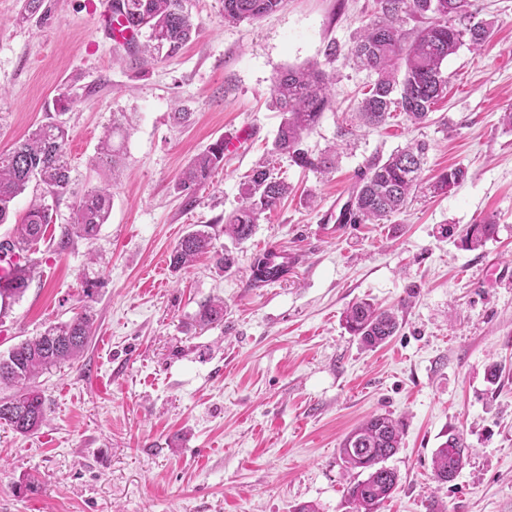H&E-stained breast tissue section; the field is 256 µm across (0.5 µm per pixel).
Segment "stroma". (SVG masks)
I'll return each instance as SVG.
<instances>
[{"mask_svg": "<svg viewBox=\"0 0 512 512\" xmlns=\"http://www.w3.org/2000/svg\"><path fill=\"white\" fill-rule=\"evenodd\" d=\"M103 0H45L48 14L20 20L22 0H0V152L54 112L63 91L79 97L62 119L71 181L66 193L28 186L0 241L12 239L31 201L51 208L46 236L27 257L32 279L0 315V352L69 320L94 316L75 362L41 375L45 420L20 436L0 425V512H350L339 460L344 437L374 414L402 422L387 461L399 486L380 512H512V0H477L494 20L488 48L461 46L444 64L448 93L427 124L397 113L348 134L370 78L346 56L376 0H287L254 22L230 24L220 0H184L198 31L182 51L142 65L115 48L93 10ZM342 56L331 106L304 138L317 154L340 152L335 172L294 165L274 149L281 114L270 105L277 74ZM187 109L190 120L172 114ZM124 123L121 179L96 169L113 117ZM243 137L209 183L188 195L179 173L217 139ZM427 141L424 179L461 165L468 177L444 194L421 189L380 224L313 234L348 200L367 159ZM291 191L235 244L224 217L259 162ZM110 185L112 212L96 237L59 251L87 190ZM494 217L495 236L461 247L469 225ZM198 224L234 266L212 255L184 274L169 255ZM451 234L441 237L440 226ZM298 254L280 281L257 286L254 258L267 248ZM96 283L93 301L84 288ZM223 300L224 322L195 329L201 303ZM395 309L402 326L374 350L342 325L354 302ZM503 368L486 379L490 363ZM469 457L438 483L432 458L448 430ZM37 480V491L27 484Z\"/></svg>", "mask_w": 512, "mask_h": 512, "instance_id": "stroma-1", "label": "stroma"}]
</instances>
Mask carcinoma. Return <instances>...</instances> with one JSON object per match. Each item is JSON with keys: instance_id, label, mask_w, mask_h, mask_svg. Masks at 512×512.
<instances>
[{"instance_id": "cac0c4a2", "label": "carcinoma", "mask_w": 512, "mask_h": 512, "mask_svg": "<svg viewBox=\"0 0 512 512\" xmlns=\"http://www.w3.org/2000/svg\"><path fill=\"white\" fill-rule=\"evenodd\" d=\"M128 20L147 30L146 41L138 53L151 59L160 53L172 57L191 38L195 25L185 12L183 0H114ZM224 21H256L281 10L286 0H221ZM378 10L366 23L348 50L359 66L375 75L359 103L357 118L365 126H379L395 111L403 113L413 125L429 121L435 105L448 92V74L443 64L467 44L480 51L489 44L493 23L476 19V0H377ZM427 17L429 25L409 34L403 29L409 17ZM335 75L318 63L289 68L281 72L271 88L272 105L282 114L275 149L288 155L298 166L324 173L336 165V148L319 156L302 148L305 132L315 127L330 107L328 84ZM68 130L63 122L50 117L9 151L0 153V224L9 220L13 200L37 181L52 194H62L69 186L70 162L66 151ZM123 143L101 141L95 164L112 171L117 179ZM428 144L408 143L383 158L366 161L356 189L344 211L350 224H379L399 212L422 184ZM224 165V140L219 139L195 156L176 180V188L187 194L207 184L212 173ZM467 176L465 168L451 167L436 176L433 190L445 193L459 186ZM288 184L272 176L265 165L253 169L242 188L241 205L224 219V234L241 244L254 232L259 215L275 206L288 194ZM112 196L105 188L88 191L76 204L74 222L61 227L57 247L65 251L74 238H90L108 223ZM50 224L48 208L34 204L22 221L17 239L11 245L23 252L43 239ZM497 224L485 218L469 227L463 246L476 249L496 233ZM214 252L221 271L233 266L229 251L214 249L212 234L196 229L184 235L169 255L175 272L192 265L195 259ZM288 274V266L273 253L254 258L252 280L263 285ZM31 280L24 267L10 282L0 284V304L20 299ZM347 331L361 345L377 348L396 335L402 322L397 313L383 310L364 299L349 306L343 315ZM195 322L206 328L224 322V303L208 301L200 305ZM91 316L83 310L70 320L48 327L42 334L26 339L0 354V424L25 436L44 422L45 400L36 379L65 362L79 357L91 335ZM402 428L388 414H374L349 432L339 448L345 468L357 477L346 489L352 512H378L391 498L400 482L396 470L386 461L401 448ZM470 444L463 433L450 430L434 452L432 465L437 481H454L467 459Z\"/></svg>"}]
</instances>
